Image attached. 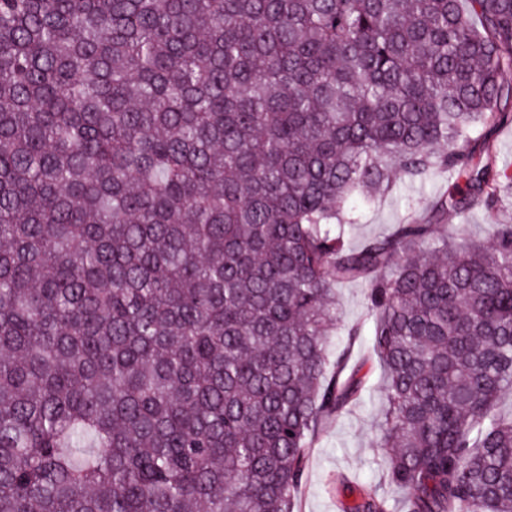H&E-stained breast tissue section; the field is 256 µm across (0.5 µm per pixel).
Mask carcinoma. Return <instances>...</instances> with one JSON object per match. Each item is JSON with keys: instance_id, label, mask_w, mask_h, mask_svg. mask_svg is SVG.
<instances>
[{"instance_id": "carcinoma-1", "label": "carcinoma", "mask_w": 512, "mask_h": 512, "mask_svg": "<svg viewBox=\"0 0 512 512\" xmlns=\"http://www.w3.org/2000/svg\"><path fill=\"white\" fill-rule=\"evenodd\" d=\"M511 100L512 0H0V512H298L356 282L402 498L338 512H512ZM493 153L498 166L512 174V123L503 125L495 132ZM450 186L451 181L442 174L432 176L422 185H409L398 180L393 193L378 198L369 208L357 210V224L348 230L347 244L356 246L366 238L388 233L393 224L410 220L427 202L447 194ZM408 199L410 208L406 206ZM367 283L344 284L336 289L339 313L346 327L359 326L361 333L350 344L345 331L330 336V348L334 353L347 350L350 363H358L368 357L372 340V320L367 309Z\"/></svg>"}]
</instances>
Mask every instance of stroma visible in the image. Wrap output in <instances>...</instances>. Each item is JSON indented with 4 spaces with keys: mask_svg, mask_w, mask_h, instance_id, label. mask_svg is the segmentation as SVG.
I'll return each mask as SVG.
<instances>
[{
    "mask_svg": "<svg viewBox=\"0 0 512 512\" xmlns=\"http://www.w3.org/2000/svg\"><path fill=\"white\" fill-rule=\"evenodd\" d=\"M449 186L447 177L441 174L421 185L398 183L393 193L357 210L356 222L346 234L348 245L388 233L393 225L410 220L427 202L447 193ZM368 289L365 283L344 284L336 289L345 329L331 336L330 348L336 353L346 352L351 362H364V371L369 375L368 390L316 442L306 462V480L297 493L300 512H336L328 483L339 471L361 487L380 493L390 490L385 471L386 451L379 445V419L385 405L382 372L378 362L368 358L372 340ZM351 326L361 329L353 340L346 334Z\"/></svg>",
    "mask_w": 512,
    "mask_h": 512,
    "instance_id": "35a3bbf8",
    "label": "stroma"
}]
</instances>
